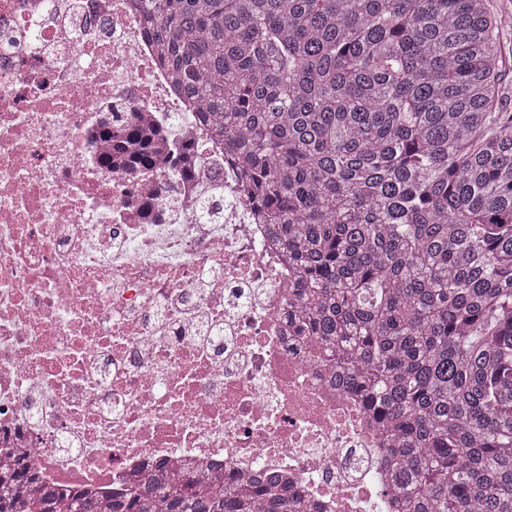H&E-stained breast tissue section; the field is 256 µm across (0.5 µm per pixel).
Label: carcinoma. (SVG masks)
<instances>
[{"mask_svg": "<svg viewBox=\"0 0 512 512\" xmlns=\"http://www.w3.org/2000/svg\"><path fill=\"white\" fill-rule=\"evenodd\" d=\"M288 252L300 338L371 415L403 512H512V114L487 0H140ZM29 465L0 512H58ZM153 465L67 512H303Z\"/></svg>", "mask_w": 512, "mask_h": 512, "instance_id": "cac0c4a2", "label": "carcinoma"}]
</instances>
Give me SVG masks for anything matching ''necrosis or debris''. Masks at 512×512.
Returning <instances> with one entry per match:
<instances>
[{
	"label": "necrosis or debris",
	"mask_w": 512,
	"mask_h": 512,
	"mask_svg": "<svg viewBox=\"0 0 512 512\" xmlns=\"http://www.w3.org/2000/svg\"><path fill=\"white\" fill-rule=\"evenodd\" d=\"M290 280L134 0H0V463L77 490L220 461L311 512H393L382 436L292 339Z\"/></svg>",
	"instance_id": "necrosis-or-debris-1"
}]
</instances>
